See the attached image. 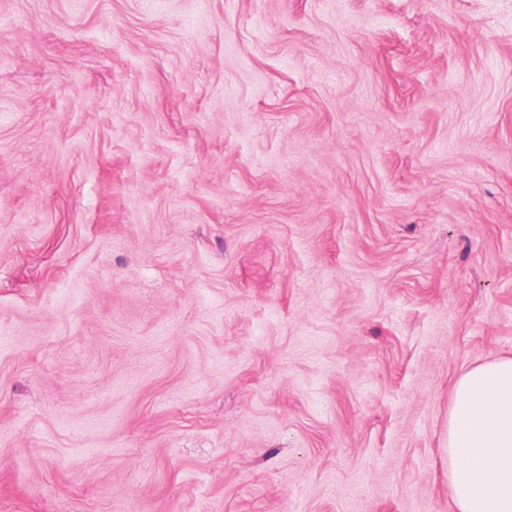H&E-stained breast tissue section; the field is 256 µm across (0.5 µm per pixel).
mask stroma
<instances>
[{"instance_id":"stroma-1","label":"stroma","mask_w":512,"mask_h":512,"mask_svg":"<svg viewBox=\"0 0 512 512\" xmlns=\"http://www.w3.org/2000/svg\"><path fill=\"white\" fill-rule=\"evenodd\" d=\"M512 356V0H0V512H455ZM448 486L456 512H512V358L462 373L448 408Z\"/></svg>"}]
</instances>
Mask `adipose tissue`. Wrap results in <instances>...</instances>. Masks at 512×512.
<instances>
[{
  "instance_id": "1",
  "label": "adipose tissue",
  "mask_w": 512,
  "mask_h": 512,
  "mask_svg": "<svg viewBox=\"0 0 512 512\" xmlns=\"http://www.w3.org/2000/svg\"><path fill=\"white\" fill-rule=\"evenodd\" d=\"M448 486L457 512H512V358L462 373L448 408Z\"/></svg>"
}]
</instances>
